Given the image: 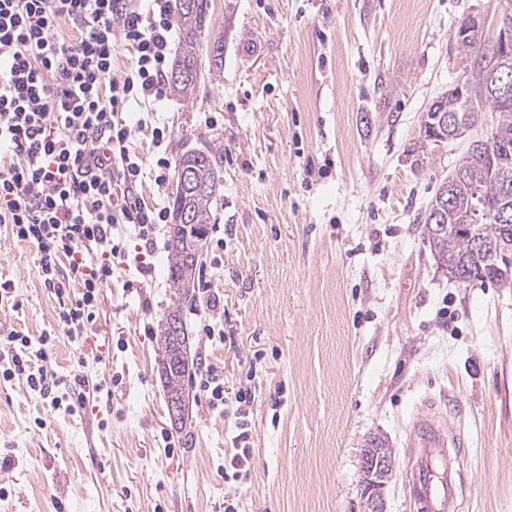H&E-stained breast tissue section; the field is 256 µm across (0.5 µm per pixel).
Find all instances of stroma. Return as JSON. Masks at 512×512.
<instances>
[{"label": "stroma", "instance_id": "obj_1", "mask_svg": "<svg viewBox=\"0 0 512 512\" xmlns=\"http://www.w3.org/2000/svg\"><path fill=\"white\" fill-rule=\"evenodd\" d=\"M191 94L134 104L135 192L165 207L175 167L224 154L202 267L219 297L182 320L200 363L188 382L192 447L173 429L156 336L176 300L167 225L156 248L125 237L91 335L60 333L36 248L0 225V327L53 333L58 376L88 379L68 412L21 381L0 385V512H362L359 458L388 440L387 512H410L407 431L434 402L465 441L464 512H512V288L464 287L438 269L418 225L479 122L425 168L413 149L428 106L466 73L454 39L500 0H209ZM224 44L215 67L214 42ZM162 139H154L153 129ZM154 268L142 282L141 262ZM224 332L208 337L204 324ZM225 406L199 386L207 367ZM251 384V474L224 475L234 395Z\"/></svg>", "mask_w": 512, "mask_h": 512}]
</instances>
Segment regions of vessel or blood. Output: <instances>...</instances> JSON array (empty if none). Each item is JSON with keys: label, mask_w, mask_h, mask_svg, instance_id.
Wrapping results in <instances>:
<instances>
[{"label": "vessel or blood", "mask_w": 512, "mask_h": 512, "mask_svg": "<svg viewBox=\"0 0 512 512\" xmlns=\"http://www.w3.org/2000/svg\"><path fill=\"white\" fill-rule=\"evenodd\" d=\"M463 445L461 433L433 413L417 415L406 443L412 512H462Z\"/></svg>", "instance_id": "vessel-or-blood-1"}]
</instances>
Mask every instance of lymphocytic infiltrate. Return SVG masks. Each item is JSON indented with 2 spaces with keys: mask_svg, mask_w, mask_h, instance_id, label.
Returning <instances> with one entry per match:
<instances>
[{
  "mask_svg": "<svg viewBox=\"0 0 512 512\" xmlns=\"http://www.w3.org/2000/svg\"><path fill=\"white\" fill-rule=\"evenodd\" d=\"M63 19L79 38L58 36ZM173 29L171 0H150L145 14L128 0H0V145L16 158L0 171V224L36 247L39 281L56 296L66 335L92 333L119 237L129 231L153 248L168 219L136 198L143 171L126 146L123 111L163 98ZM121 43L136 56L118 75ZM51 345L47 335L0 332V383L24 379L71 412L86 400V381L48 368Z\"/></svg>",
  "mask_w": 512,
  "mask_h": 512,
  "instance_id": "obj_1",
  "label": "lymphocytic infiltrate"
}]
</instances>
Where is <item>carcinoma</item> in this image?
<instances>
[{
    "label": "carcinoma",
    "mask_w": 512,
    "mask_h": 512,
    "mask_svg": "<svg viewBox=\"0 0 512 512\" xmlns=\"http://www.w3.org/2000/svg\"><path fill=\"white\" fill-rule=\"evenodd\" d=\"M208 8V0H178L174 22L181 35L180 46L168 78L170 89L178 95H186L195 88L197 50ZM467 21L468 17H463L454 38L457 47L469 60L467 81L471 94L461 97L450 90L437 99L438 110L456 115L464 125H471L477 116L490 113L493 117L491 130L495 134L494 143H505L512 148V98H502L488 78L493 66L512 75V55L507 58L501 54L495 55V42L487 38L483 30L468 32ZM444 135L442 130L435 137L425 135L415 149L417 160L429 162L432 148L440 142H447ZM492 159L493 154L489 152L487 144L470 142L463 164L456 166L451 175L436 185L434 195L421 217V234L423 240L428 242L438 268L448 278L462 284L479 280L512 288V275L504 276L494 268L496 264L504 267V261L494 262L471 246V240L476 236L495 241L502 238L500 224L493 218L481 224H469L465 220L474 190L478 191L488 209L497 211L506 208L512 215V195L504 192L506 183L512 189V172L507 180L492 175ZM223 163V153L212 148L186 151L175 161L177 168L184 165L194 167L196 182L192 191L183 194L178 189L169 200L172 222L167 244V277L179 302L189 297L196 288L201 271V263L196 256L204 247L206 226L215 222L213 205ZM449 183L453 184L455 204L448 206L445 227L441 228L432 216L435 209L441 207L442 188ZM187 340L180 305L177 304L162 320L156 336L161 379L169 406L186 402L185 381L190 377Z\"/></svg>",
    "instance_id": "1"
}]
</instances>
